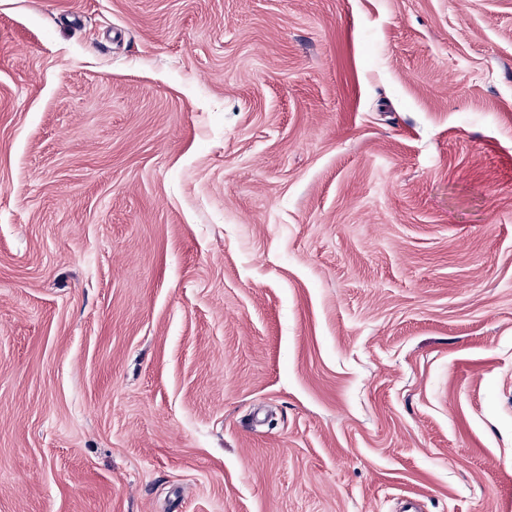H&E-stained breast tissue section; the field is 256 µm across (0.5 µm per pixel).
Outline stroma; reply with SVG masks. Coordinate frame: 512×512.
Instances as JSON below:
<instances>
[{
  "label": "stroma",
  "mask_w": 512,
  "mask_h": 512,
  "mask_svg": "<svg viewBox=\"0 0 512 512\" xmlns=\"http://www.w3.org/2000/svg\"><path fill=\"white\" fill-rule=\"evenodd\" d=\"M0 512H512V0H0Z\"/></svg>",
  "instance_id": "obj_1"
}]
</instances>
